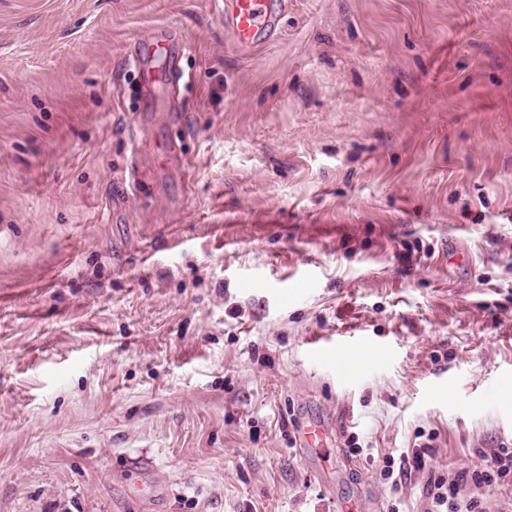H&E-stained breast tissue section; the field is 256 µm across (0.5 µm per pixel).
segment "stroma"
Here are the masks:
<instances>
[{
	"mask_svg": "<svg viewBox=\"0 0 512 512\" xmlns=\"http://www.w3.org/2000/svg\"><path fill=\"white\" fill-rule=\"evenodd\" d=\"M285 2L0 0V512H427L512 448V0ZM224 6L229 10L234 37L241 47H252L264 32L273 36L277 31L282 4L275 7L272 0H226Z\"/></svg>",
	"mask_w": 512,
	"mask_h": 512,
	"instance_id": "35a3bbf8",
	"label": "stroma"
}]
</instances>
